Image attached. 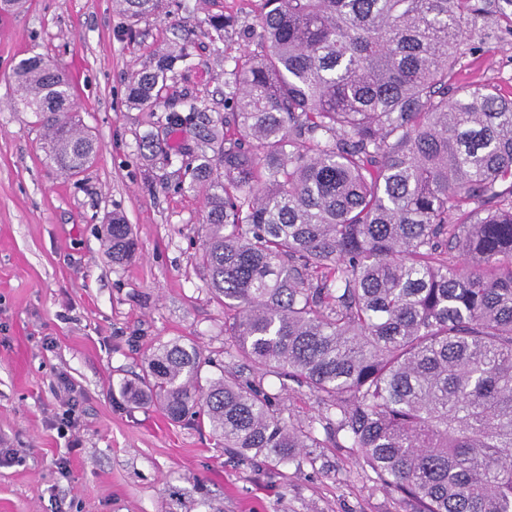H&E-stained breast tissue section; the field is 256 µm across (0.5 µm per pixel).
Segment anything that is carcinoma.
I'll use <instances>...</instances> for the list:
<instances>
[{
	"label": "carcinoma",
	"mask_w": 512,
	"mask_h": 512,
	"mask_svg": "<svg viewBox=\"0 0 512 512\" xmlns=\"http://www.w3.org/2000/svg\"><path fill=\"white\" fill-rule=\"evenodd\" d=\"M119 3L139 20L162 0ZM488 20L512 36V0H264L252 27L208 19L258 47L224 54V123L168 95L192 66L184 44L128 84L131 108L197 136L178 172L205 197L198 260L228 349L330 403L336 434L419 512H512V98L452 83ZM14 81L49 157L82 173L94 140L70 82L39 57ZM106 234L112 263L134 256L122 214ZM205 365L163 342L123 394L240 456L296 461L310 435L275 395L204 382Z\"/></svg>",
	"instance_id": "1"
}]
</instances>
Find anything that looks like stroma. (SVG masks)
Here are the masks:
<instances>
[{"label":"stroma","instance_id":"obj_1","mask_svg":"<svg viewBox=\"0 0 512 512\" xmlns=\"http://www.w3.org/2000/svg\"><path fill=\"white\" fill-rule=\"evenodd\" d=\"M263 0H167L130 24L117 0H24L0 12V512H414L382 491L356 449L337 447L326 407L307 387L228 355L224 307L198 265L204 195L177 178L160 182L141 138L157 115L129 108L128 81L169 47L190 42L181 87L224 110V57L235 37L212 41L208 16L254 23ZM466 81L512 96V36L473 34ZM40 56L68 74L75 113L95 140L89 167L61 173L45 153L43 125L14 108V72ZM121 212L137 240L112 264L106 223ZM199 347L203 378L236 370L278 397L290 425L315 440L298 463L271 475L261 457L217 444L208 427L174 422L121 394L159 342ZM77 389L79 424L57 416L60 377ZM66 471H59V461Z\"/></svg>","mask_w":512,"mask_h":512}]
</instances>
